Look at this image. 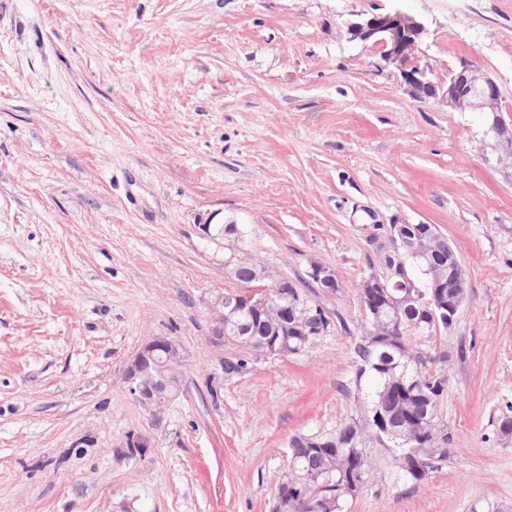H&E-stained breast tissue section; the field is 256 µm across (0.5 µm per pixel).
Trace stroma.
<instances>
[{
	"instance_id": "stroma-1",
	"label": "stroma",
	"mask_w": 512,
	"mask_h": 512,
	"mask_svg": "<svg viewBox=\"0 0 512 512\" xmlns=\"http://www.w3.org/2000/svg\"><path fill=\"white\" fill-rule=\"evenodd\" d=\"M391 8L427 27L412 64L444 86L471 62L512 120V0H0V512H272L290 439L361 404L359 285L395 221L466 270L455 324L412 338L448 353V457L414 486L369 443L343 512H512V169L486 114L413 99L349 40ZM239 259L330 326L228 375L207 303ZM157 337L183 385L155 417L123 377Z\"/></svg>"
}]
</instances>
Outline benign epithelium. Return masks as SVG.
Returning <instances> with one entry per match:
<instances>
[{"instance_id": "obj_1", "label": "benign epithelium", "mask_w": 512, "mask_h": 512, "mask_svg": "<svg viewBox=\"0 0 512 512\" xmlns=\"http://www.w3.org/2000/svg\"><path fill=\"white\" fill-rule=\"evenodd\" d=\"M346 33L352 40L371 42L381 48V56L387 66L395 69L407 93L415 99L442 96L448 108L466 112L479 111L492 115L489 131L493 133L495 149L512 159V122L501 116L500 94L497 84L474 65L467 62L452 73L448 87L442 88L428 74V70L410 64L415 48L426 34L424 22L401 9H389L359 17L347 25ZM440 235L425 230L412 236L403 233L399 223L393 224L390 235L374 240L381 258L382 271L363 281L368 295L374 289L383 292L385 306L396 309L409 297L408 283L393 280V273L402 264L400 258H421L433 248ZM454 279L449 282L435 275L427 292L425 303L429 313L453 325L462 305L467 277L463 262L453 260ZM312 275L319 287L333 292L339 287L336 273L327 267H315ZM267 313V323L276 333L288 329V311L272 307L268 297L257 304ZM210 312V339L215 345L224 344V294H218L208 303ZM181 352L176 343L166 337H157L147 343L127 367L124 375L128 389L152 414L164 410L178 393L182 373L178 369Z\"/></svg>"}]
</instances>
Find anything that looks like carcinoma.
Segmentation results:
<instances>
[{
	"instance_id": "carcinoma-1",
	"label": "carcinoma",
	"mask_w": 512,
	"mask_h": 512,
	"mask_svg": "<svg viewBox=\"0 0 512 512\" xmlns=\"http://www.w3.org/2000/svg\"><path fill=\"white\" fill-rule=\"evenodd\" d=\"M405 270L414 282L412 293L415 300L399 310L386 308L382 319L394 326L396 334L377 339L373 325L364 326L361 343L357 346L361 363L357 378L365 376L372 381L370 400L358 418L345 420L336 432L328 435L336 444L345 441L358 450L351 458L347 455L336 457L337 448H318L313 452L290 453L288 466L296 469L294 478L299 490L295 493L277 486L276 494L284 498L287 512H310L307 500L311 497L325 502L324 512H342V503L350 496L348 488L353 483L363 484L369 460L366 444L376 439L382 445L417 448L423 469L408 471L403 468L402 455H397L398 467L404 477L415 485L421 484L434 469V463L448 457L443 443L448 440L441 427L442 402L448 388V376L432 369V365L448 361L447 353H429L411 345L414 334L430 333L437 329H448V323L435 320L425 312V276L422 270L409 258H403ZM239 273L234 280L241 283V291H226L231 302L239 303V310L224 321V343L245 350L267 352L268 336L262 318L250 307L247 294L258 284L246 260L236 262ZM305 330H291L281 336L278 342L284 344L287 352H299L310 337L321 334L330 326L323 309L305 305Z\"/></svg>"
}]
</instances>
